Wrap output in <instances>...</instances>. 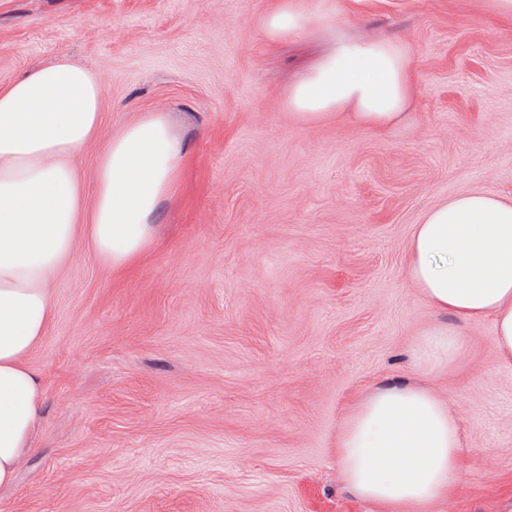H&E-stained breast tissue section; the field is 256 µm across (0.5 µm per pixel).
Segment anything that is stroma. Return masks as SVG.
I'll return each mask as SVG.
<instances>
[{
  "mask_svg": "<svg viewBox=\"0 0 512 512\" xmlns=\"http://www.w3.org/2000/svg\"><path fill=\"white\" fill-rule=\"evenodd\" d=\"M274 0H0V85L70 58L104 89L105 128L168 113L185 178L147 256L117 277L78 243L28 355L44 402L0 512H368L336 463L352 400L412 384L434 319L406 279L412 229L479 189L512 198V19L486 0H338L335 28L278 43ZM410 50L414 97L385 132L286 106L338 36ZM465 330L429 387L459 419L458 492L512 498V362Z\"/></svg>",
  "mask_w": 512,
  "mask_h": 512,
  "instance_id": "obj_1",
  "label": "stroma"
}]
</instances>
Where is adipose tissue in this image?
<instances>
[{
	"label": "adipose tissue",
	"mask_w": 512,
	"mask_h": 512,
	"mask_svg": "<svg viewBox=\"0 0 512 512\" xmlns=\"http://www.w3.org/2000/svg\"><path fill=\"white\" fill-rule=\"evenodd\" d=\"M336 0L309 9L277 0L268 40L336 25ZM413 94L407 45L392 37L338 39L288 90L297 116L349 112L361 125L405 119ZM104 90L93 71L61 59L0 86V487L12 484L30 447L44 396L26 356L53 319L49 288L78 235L115 272L153 245L160 203L173 196L187 160L164 112H147L106 134ZM108 135L93 200H85L78 159ZM407 279L438 314L409 356L430 377L456 363L464 328L492 319L494 346L512 360V199L469 190L425 211L408 247ZM452 323H445V316ZM465 447L447 402L423 385H378L343 417L336 441L342 481L376 512H436L457 491Z\"/></svg>",
	"instance_id": "obj_1"
}]
</instances>
